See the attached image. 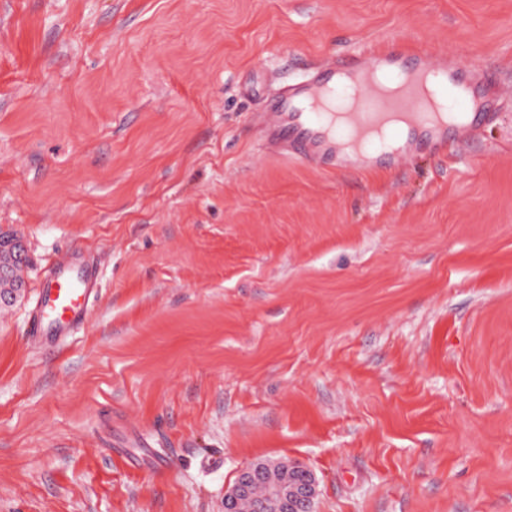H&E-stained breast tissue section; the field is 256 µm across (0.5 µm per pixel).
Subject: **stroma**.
<instances>
[{
	"instance_id": "stroma-1",
	"label": "stroma",
	"mask_w": 512,
	"mask_h": 512,
	"mask_svg": "<svg viewBox=\"0 0 512 512\" xmlns=\"http://www.w3.org/2000/svg\"><path fill=\"white\" fill-rule=\"evenodd\" d=\"M399 42L504 81L440 158L340 172L252 116ZM512 0H0V512H224L254 461L315 512H512ZM89 318L26 325L49 268ZM16 240L3 233L0 234V306L14 304L22 295L23 282L17 279L12 267L4 256H13L16 251ZM89 268L64 266L47 278L39 292L27 336L53 341L69 336L87 318L96 292ZM287 471H276L273 477L288 482V471H303V476L288 482V486L270 485L264 510L270 512H314V502L318 493L319 481L315 473L307 467L290 460L278 461Z\"/></svg>"
}]
</instances>
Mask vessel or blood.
<instances>
[{
  "label": "vessel or blood",
  "instance_id": "b4317fda",
  "mask_svg": "<svg viewBox=\"0 0 512 512\" xmlns=\"http://www.w3.org/2000/svg\"><path fill=\"white\" fill-rule=\"evenodd\" d=\"M452 87L470 119L449 128L433 91ZM502 93L501 82L486 69L462 64L441 53L428 55L399 46L337 57L312 67L303 83L285 87L257 113L254 125L266 152L299 158L319 167L366 166L379 135L395 125L409 127L405 141L392 143L380 160L395 168L415 151L448 153L450 142H466L481 127L496 122L490 103ZM96 292L87 268L65 266L47 278L26 332L36 341L70 335L87 318Z\"/></svg>",
  "mask_w": 512,
  "mask_h": 512
}]
</instances>
